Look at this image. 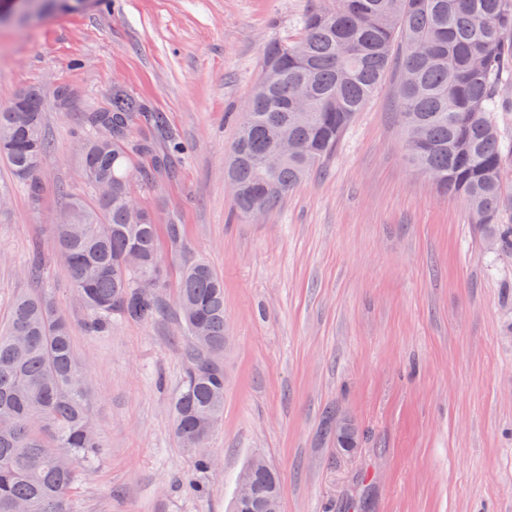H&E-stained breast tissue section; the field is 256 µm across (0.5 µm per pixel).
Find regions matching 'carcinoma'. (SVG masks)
I'll list each match as a JSON object with an SVG mask.
<instances>
[{
    "label": "carcinoma",
    "mask_w": 512,
    "mask_h": 512,
    "mask_svg": "<svg viewBox=\"0 0 512 512\" xmlns=\"http://www.w3.org/2000/svg\"><path fill=\"white\" fill-rule=\"evenodd\" d=\"M39 13L65 12L60 0H33ZM400 50L398 120L412 163L437 189L463 196L471 222L497 239L505 206L502 172L512 159L498 113L512 110V0H308L296 33L265 48L261 74L237 118L225 168L239 188L244 215L254 207L278 208L312 172L335 154L357 112L382 90ZM29 112L0 108V160L28 196L39 200L40 167L52 150L43 114L46 99L28 87ZM107 110L90 108L76 132L80 176L92 201L73 196L53 225L51 246L66 266L86 312L85 328L102 333L119 318L143 322L156 316L167 272L160 225L153 212L128 220L134 202L135 157L172 172L168 155L147 140L131 138L132 125H165L118 83ZM296 152L270 169L265 158L279 130ZM171 249L189 245L178 224L165 225ZM177 310L187 339L184 373L171 399L174 432L194 454L196 471L212 470L197 450L224 418V280L201 259H187L177 276ZM88 371L72 346V326L45 289L14 301L0 325V512H70L79 470L101 447L92 416ZM255 476L270 487L279 512V474Z\"/></svg>",
    "instance_id": "1"
}]
</instances>
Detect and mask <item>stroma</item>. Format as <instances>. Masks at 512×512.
<instances>
[{"instance_id":"stroma-1","label":"stroma","mask_w":512,"mask_h":512,"mask_svg":"<svg viewBox=\"0 0 512 512\" xmlns=\"http://www.w3.org/2000/svg\"><path fill=\"white\" fill-rule=\"evenodd\" d=\"M306 2L95 0L0 26V107L28 86L73 92L70 111L44 114L40 202L0 164V322L19 294L50 289L92 378L102 446L72 512H228L257 452L280 475L282 512H512V242L488 244L466 201L411 166L394 76L271 214L241 216L224 178L264 48L295 34ZM115 82L190 148L172 178L139 158L138 205L181 225L224 280V423L202 495L185 488L193 459L170 412L185 347L175 286L154 320L90 334L51 253L68 196L90 195L73 129ZM333 410L359 425L351 452L336 450Z\"/></svg>"}]
</instances>
